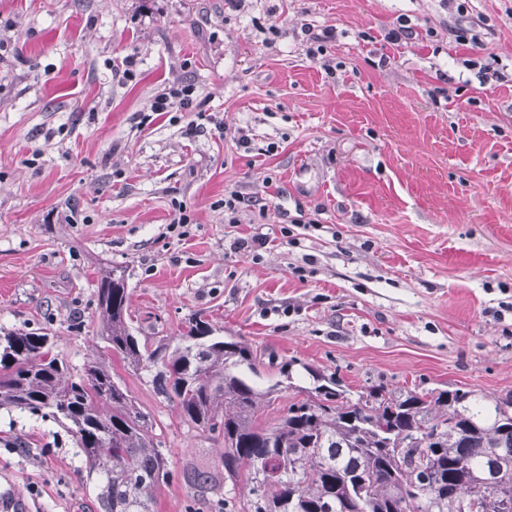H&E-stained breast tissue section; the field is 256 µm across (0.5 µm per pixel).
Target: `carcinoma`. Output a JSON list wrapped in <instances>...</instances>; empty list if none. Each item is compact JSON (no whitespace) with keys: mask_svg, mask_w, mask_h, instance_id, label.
Instances as JSON below:
<instances>
[{"mask_svg":"<svg viewBox=\"0 0 512 512\" xmlns=\"http://www.w3.org/2000/svg\"><path fill=\"white\" fill-rule=\"evenodd\" d=\"M102 349L148 372L154 393L181 420L224 436L206 469L183 481L218 512H451L454 498L484 512L485 495H512V391L395 392L352 396L332 376L306 368L313 387L295 391L278 422L259 417L282 380L259 387L256 356L240 336H217L189 318L186 331L150 343L131 327L129 292L109 271L96 291ZM46 329L0 330V408L42 413L67 427L96 479L101 512H154L170 471L154 423L102 357L76 368L52 353ZM248 490L246 506L221 492Z\"/></svg>","mask_w":512,"mask_h":512,"instance_id":"carcinoma-1","label":"carcinoma"}]
</instances>
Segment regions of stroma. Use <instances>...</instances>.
Here are the masks:
<instances>
[{
	"mask_svg": "<svg viewBox=\"0 0 512 512\" xmlns=\"http://www.w3.org/2000/svg\"><path fill=\"white\" fill-rule=\"evenodd\" d=\"M113 268L141 335L203 314L264 384L512 391V0H0V327L82 365ZM110 363L173 473L155 512H213L180 473L222 439ZM85 482L65 427L0 410V512H100ZM193 87L190 85L182 86L181 88L172 87L164 89L163 92L156 96L152 111L167 112L173 108H185L190 104V93L193 92Z\"/></svg>",
	"mask_w": 512,
	"mask_h": 512,
	"instance_id": "1",
	"label": "stroma"
}]
</instances>
